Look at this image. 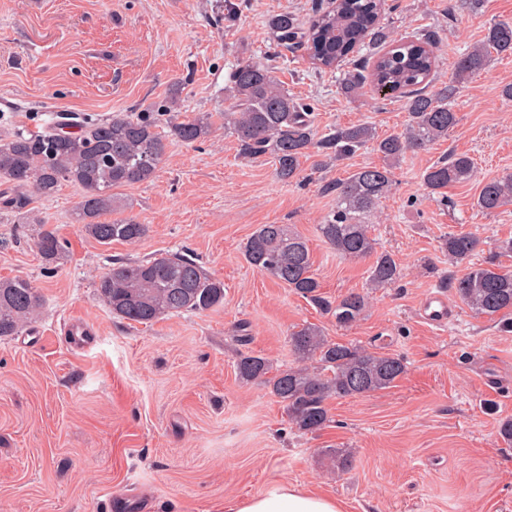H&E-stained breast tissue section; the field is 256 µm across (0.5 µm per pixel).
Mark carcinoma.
I'll return each mask as SVG.
<instances>
[{
	"instance_id": "carcinoma-1",
	"label": "carcinoma",
	"mask_w": 512,
	"mask_h": 512,
	"mask_svg": "<svg viewBox=\"0 0 512 512\" xmlns=\"http://www.w3.org/2000/svg\"><path fill=\"white\" fill-rule=\"evenodd\" d=\"M381 0H336L335 7L314 16L308 31L287 13L273 15L269 27L278 45L291 48L306 41L312 64L338 69L354 53L373 59L367 73L347 72L342 89L352 94L365 84L386 86L405 99L409 123L404 131L379 138L368 124L334 128L313 138L314 113L288 95L273 67L238 60L229 72L224 111L194 116L172 114L165 123L148 112L112 115L75 124L67 118L41 133L13 132L0 139V179L18 194L0 197V206L21 211L28 192L47 199L64 182L82 189L74 220L97 242L133 244L148 233V225L131 218L103 221L117 209L112 189L150 180L174 142L191 144L206 139L216 122L233 137L247 158L270 155L282 181L293 180L300 159L311 147L340 160L368 144L385 161L362 166L336 183V209L317 226L320 238L341 259H372L368 287L386 288L400 277V267L369 234V217L392 185V164L408 152H418L448 137L459 118L448 104V90L427 91L434 82L439 42L435 31L396 40L380 22ZM512 55V22L488 28L484 41L458 55L453 82L462 83L483 71L492 54ZM475 163L467 154L427 168L422 182L429 193L444 197L448 187L471 181ZM512 204V174L482 183L476 205L484 213ZM36 246L44 261L57 262L65 248L57 234L42 228ZM480 239L470 233H449L440 240L448 263L464 273L450 279V288L475 314L496 320L512 331V271L494 263L474 261ZM245 261L307 299L339 326L356 323L368 306L369 295L349 292L331 301L321 292L313 269L308 240L287 224H260L242 247ZM112 315L150 325L161 318L204 313L224 303V282L208 273L183 250L146 260L117 261L96 286ZM43 295L23 278L0 279V337L15 336L32 324L43 306ZM290 349L302 365L271 373L261 356L240 354L239 379L266 384L284 404L289 423L303 433H316L330 422L329 400L366 396L388 389L405 373L403 359L360 346L328 340L320 327L304 325L289 335Z\"/></svg>"
}]
</instances>
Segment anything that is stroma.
<instances>
[{
  "mask_svg": "<svg viewBox=\"0 0 512 512\" xmlns=\"http://www.w3.org/2000/svg\"><path fill=\"white\" fill-rule=\"evenodd\" d=\"M0 0V133L39 132L56 115L88 120L154 112L177 98L187 115L224 109L239 59L272 64L289 95L308 104L317 134L367 123L378 136L402 132L403 99L365 87L348 95L337 70H318L306 49L277 46L268 19L309 22L329 0ZM512 19V0H385L393 38L438 31L435 88L452 86L459 117L447 138L407 153L370 218V234L401 268L394 285L368 291L367 259L343 260L317 232L336 207L333 186L381 164L367 146L343 160L309 150L298 176L280 181L271 158H246L215 126L201 142L173 143L155 177L116 188L118 216L148 225L135 244H99L75 224L80 189L63 183L23 212L0 209V278L29 279L44 305L38 319L0 338V512H228L236 502L290 484L342 501L345 512H512V448L498 435L512 416V333L474 315L447 284L457 270L439 249L449 232L476 235L477 260L512 270L500 247L512 239V205L475 206L482 182L512 172V56L452 85L460 52L491 24ZM452 153L471 156L476 175L429 195L421 176ZM261 224H289L311 248L325 296L368 291L364 317L337 325L309 301L244 260ZM49 228L67 242L46 265L35 239ZM185 249L224 283L223 307L145 326L112 316L96 284L114 259L142 260ZM448 300L432 324L429 294ZM83 318L97 336L70 347L63 330ZM319 325L329 340L399 356L393 387L331 400V421L303 434L262 383L238 378L239 354L273 369L296 365L288 336ZM348 453L334 467L325 449Z\"/></svg>",
  "mask_w": 512,
  "mask_h": 512,
  "instance_id": "1",
  "label": "stroma"
}]
</instances>
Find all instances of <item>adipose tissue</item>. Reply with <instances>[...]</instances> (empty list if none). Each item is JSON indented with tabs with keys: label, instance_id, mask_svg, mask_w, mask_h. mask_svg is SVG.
<instances>
[{
	"label": "adipose tissue",
	"instance_id": "adipose-tissue-1",
	"mask_svg": "<svg viewBox=\"0 0 512 512\" xmlns=\"http://www.w3.org/2000/svg\"><path fill=\"white\" fill-rule=\"evenodd\" d=\"M230 512H345V509L334 498L292 485H279L236 503Z\"/></svg>",
	"mask_w": 512,
	"mask_h": 512
}]
</instances>
